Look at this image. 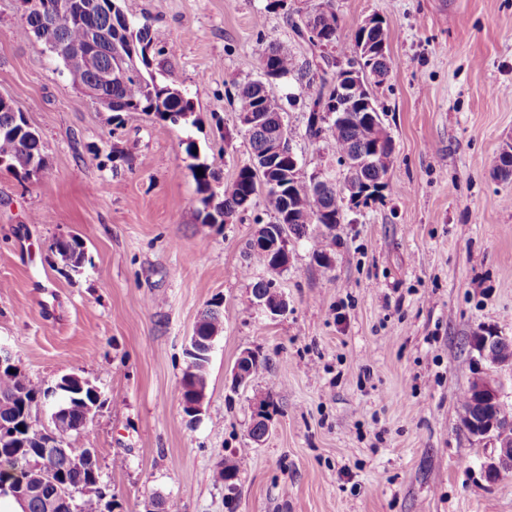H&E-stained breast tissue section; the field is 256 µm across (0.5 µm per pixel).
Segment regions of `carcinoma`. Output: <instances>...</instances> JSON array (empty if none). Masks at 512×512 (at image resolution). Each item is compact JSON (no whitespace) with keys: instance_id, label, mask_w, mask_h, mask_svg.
<instances>
[{"instance_id":"obj_1","label":"carcinoma","mask_w":512,"mask_h":512,"mask_svg":"<svg viewBox=\"0 0 512 512\" xmlns=\"http://www.w3.org/2000/svg\"><path fill=\"white\" fill-rule=\"evenodd\" d=\"M46 0H32V5L24 31L35 34L40 29L39 8ZM86 5L81 18L58 30H51L48 36L71 42L82 40L89 28L106 31L108 38L100 47L96 63L91 65L83 56H68L62 62L74 79L91 84L95 81L94 70L114 68L122 72V77L112 82V87L102 89V94L112 98V111L152 113L163 121L173 124L187 122L194 112L192 102L179 90L157 82L154 76H145L143 70L152 64L153 43L149 27H133L126 17L120 0H80ZM314 21L319 29L321 40L314 42L307 34L306 25ZM294 35L301 41L318 48L336 49L340 43L339 21L331 0H324L314 10L297 17H289ZM354 46L360 43L377 44L387 41L384 22L370 30L358 27L353 35ZM257 52L259 69L265 71L268 79L263 88L257 81L250 80L236 86L237 112H255L265 117L251 132L247 133L251 146L250 158L260 162L266 152L265 144L269 134L277 131V118L283 113L282 96L278 93L279 82L293 72H303L288 44L278 41H265L259 38ZM391 70V60L387 51H371L362 56V72L367 75L369 84L380 85ZM337 87L327 92H318L311 108L307 127L310 138L322 143L338 156L347 157L355 165L347 168L345 185L347 192L336 191V183L321 189L304 179H291L281 193H264L266 205L274 214V222H279L287 208V201L296 207L295 218L288 223L291 237L296 240L313 238L311 226L322 224L328 233L322 239L336 241L332 231L336 225L345 223L349 206L348 196L358 194L366 187L385 190L388 187L386 176L392 161L374 158L376 140L369 135L365 124V114L372 112L382 119L383 109L375 97L360 102L356 98L345 99L336 95ZM45 159L44 146L39 133L27 121L22 109H0V158L8 162L6 169L26 178L27 166L33 157ZM203 174H197V169ZM192 177L200 195L201 208L197 218L200 223L219 216H233L248 210L257 192L254 191L253 177L247 166L239 168L237 176L229 186L223 184L221 171L202 162L190 165ZM55 251L68 259L71 268H81L85 263L86 252L83 242L76 236L67 241H56ZM221 313L207 308L197 322L199 336L206 339L221 326ZM60 382L58 404L66 410L68 422L57 427V446L50 450L48 463L62 474L69 488V499H56L55 486L51 483L40 486V491L24 502L25 512H101L104 493H86L88 472L71 465L70 457L81 448L80 437L93 420L100 407L99 394L88 381L65 375ZM43 388L33 381L20 368L15 372L0 370V421L13 422L23 418L21 442L34 448L48 439L47 429L31 423V415L39 410ZM32 459L25 453L0 452V485L18 487L27 482L33 483L35 472Z\"/></svg>"}]
</instances>
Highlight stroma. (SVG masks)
Masks as SVG:
<instances>
[{"label":"stroma","instance_id":"1","mask_svg":"<svg viewBox=\"0 0 512 512\" xmlns=\"http://www.w3.org/2000/svg\"><path fill=\"white\" fill-rule=\"evenodd\" d=\"M320 0H122L149 25L158 82L194 112L171 124L113 117L22 33V0H0V95L45 145L48 172L0 171V345L34 381L88 380L102 405L81 443L97 451L111 512H512V474L488 482L492 451L461 423L475 374L468 339L512 336V178L493 174L512 143V0H332L340 39L383 19L392 69L375 94L394 144L389 186L337 225L330 264L295 241L276 283L288 310L248 301L265 269L249 249L272 221L263 196L227 224H203L190 165L224 184L250 156L231 103L256 79L258 35L291 41L285 14ZM298 64L306 44L292 43ZM328 53L279 88L304 172L343 182L336 156L305 135ZM193 140L196 157L185 152ZM80 237L82 273L53 248ZM223 313L204 411L180 401L186 347L211 302ZM260 364L232 388L243 351ZM271 432L252 446L256 397ZM247 458H240V449ZM237 460L238 498L217 473Z\"/></svg>","mask_w":512,"mask_h":512}]
</instances>
